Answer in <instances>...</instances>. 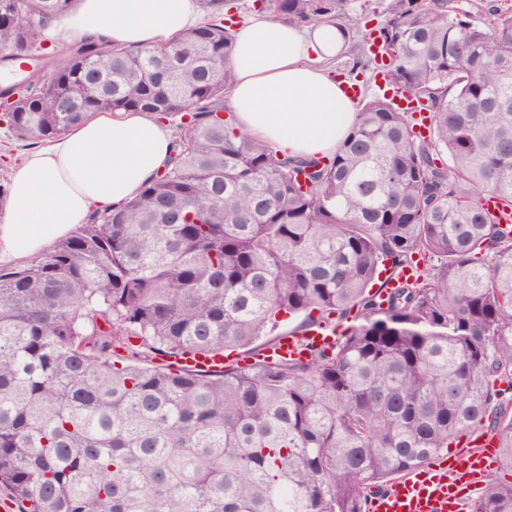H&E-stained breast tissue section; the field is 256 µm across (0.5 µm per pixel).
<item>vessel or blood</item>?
<instances>
[{
	"label": "vessel or blood",
	"instance_id": "obj_1",
	"mask_svg": "<svg viewBox=\"0 0 512 512\" xmlns=\"http://www.w3.org/2000/svg\"><path fill=\"white\" fill-rule=\"evenodd\" d=\"M395 106L411 113L414 129L426 134L428 126L420 104L407 93L393 97ZM336 341L326 328L316 326L307 337L281 336L274 349L278 356L298 355L303 343L329 346ZM180 364L191 370L219 371L224 367L223 356L201 354L183 355ZM478 445L459 449L455 459L446 465H428L408 471L393 483L390 491L375 496L369 504L370 512H460L463 489L475 485L492 467L496 441L491 436L478 434Z\"/></svg>",
	"mask_w": 512,
	"mask_h": 512
}]
</instances>
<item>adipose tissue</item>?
Instances as JSON below:
<instances>
[{"label":"adipose tissue","mask_w":512,"mask_h":512,"mask_svg":"<svg viewBox=\"0 0 512 512\" xmlns=\"http://www.w3.org/2000/svg\"><path fill=\"white\" fill-rule=\"evenodd\" d=\"M199 22L195 0H78L49 31L148 48ZM345 42L333 23L299 28L258 14L237 24L229 93L237 130L290 154L335 152L356 113L329 66ZM171 154L169 131L146 112L96 113L29 153L0 215V259L39 256L91 211L132 201Z\"/></svg>","instance_id":"ef3b65f1"}]
</instances>
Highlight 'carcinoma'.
<instances>
[{
	"label": "carcinoma",
	"mask_w": 512,
	"mask_h": 512,
	"mask_svg": "<svg viewBox=\"0 0 512 512\" xmlns=\"http://www.w3.org/2000/svg\"><path fill=\"white\" fill-rule=\"evenodd\" d=\"M74 4L0 0V49L33 66L0 87L16 138L100 111L180 123L134 200L0 270V486L26 512H369L485 423L512 473V224L482 204L512 211V0H252L361 33L351 76L380 41L386 86L426 106L425 141L366 97L312 157L231 129L236 0H198L200 25L168 45L58 55L45 28ZM384 262L415 273L383 296ZM297 318L349 326L328 350L220 372L137 363L272 345ZM477 512H512V482Z\"/></svg>",
	"instance_id": "cac0c4a2"
}]
</instances>
